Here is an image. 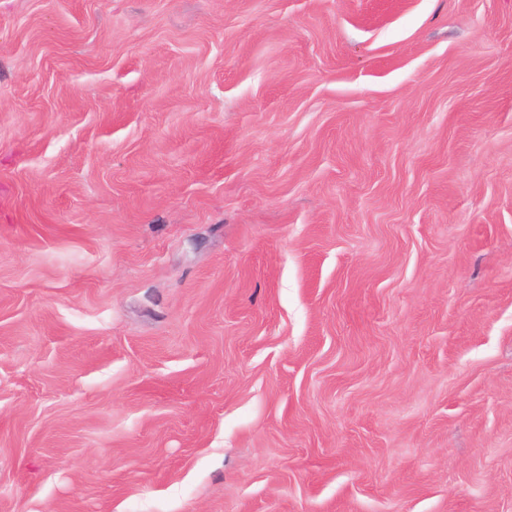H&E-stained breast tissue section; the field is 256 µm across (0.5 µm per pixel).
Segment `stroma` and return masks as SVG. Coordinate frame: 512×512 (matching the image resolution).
<instances>
[{"instance_id": "obj_1", "label": "stroma", "mask_w": 512, "mask_h": 512, "mask_svg": "<svg viewBox=\"0 0 512 512\" xmlns=\"http://www.w3.org/2000/svg\"><path fill=\"white\" fill-rule=\"evenodd\" d=\"M0 512H512V0H0Z\"/></svg>"}]
</instances>
